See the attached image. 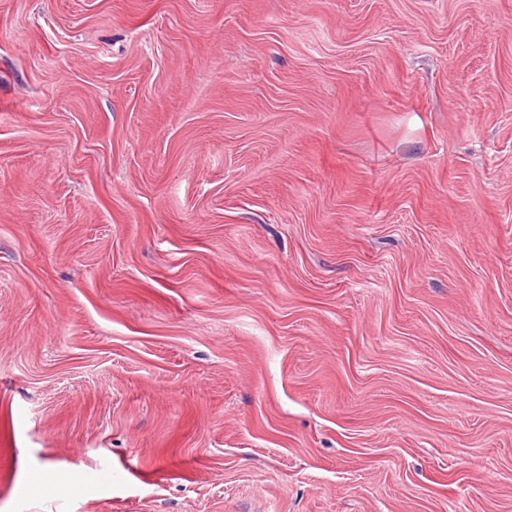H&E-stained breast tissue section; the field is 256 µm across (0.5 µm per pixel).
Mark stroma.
<instances>
[{
	"instance_id": "obj_1",
	"label": "stroma",
	"mask_w": 512,
	"mask_h": 512,
	"mask_svg": "<svg viewBox=\"0 0 512 512\" xmlns=\"http://www.w3.org/2000/svg\"><path fill=\"white\" fill-rule=\"evenodd\" d=\"M0 512H512V0H0Z\"/></svg>"
}]
</instances>
